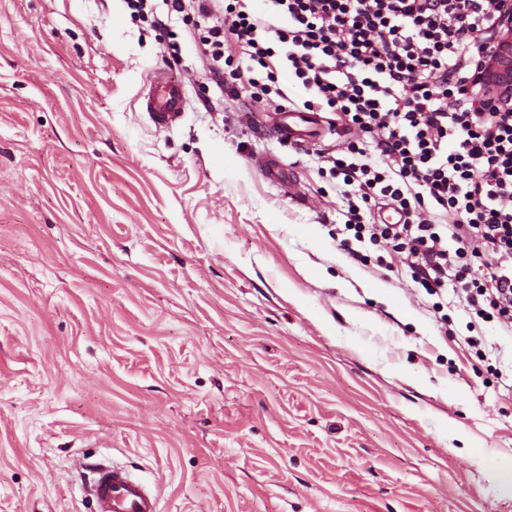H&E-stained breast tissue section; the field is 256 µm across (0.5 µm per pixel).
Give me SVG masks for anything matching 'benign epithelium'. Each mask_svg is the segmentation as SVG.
Wrapping results in <instances>:
<instances>
[{
	"instance_id": "1",
	"label": "benign epithelium",
	"mask_w": 512,
	"mask_h": 512,
	"mask_svg": "<svg viewBox=\"0 0 512 512\" xmlns=\"http://www.w3.org/2000/svg\"><path fill=\"white\" fill-rule=\"evenodd\" d=\"M492 49L474 77L480 98L495 112H512V0H498Z\"/></svg>"
}]
</instances>
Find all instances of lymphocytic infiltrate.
I'll return each mask as SVG.
<instances>
[{
	"mask_svg": "<svg viewBox=\"0 0 512 512\" xmlns=\"http://www.w3.org/2000/svg\"><path fill=\"white\" fill-rule=\"evenodd\" d=\"M204 23L199 51L216 79L253 103L330 109L362 145L322 156L363 202L385 201L400 224L350 206L345 231L391 244L422 288L456 281L474 320L512 338V112H485L470 84L493 39L496 0H164ZM243 65L225 71V54ZM452 223H443V216Z\"/></svg>",
	"mask_w": 512,
	"mask_h": 512,
	"instance_id": "1",
	"label": "lymphocytic infiltrate"
}]
</instances>
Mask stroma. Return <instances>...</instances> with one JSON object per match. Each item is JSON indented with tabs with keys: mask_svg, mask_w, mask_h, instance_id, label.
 I'll list each match as a JSON object with an SVG mask.
<instances>
[{
	"mask_svg": "<svg viewBox=\"0 0 512 512\" xmlns=\"http://www.w3.org/2000/svg\"><path fill=\"white\" fill-rule=\"evenodd\" d=\"M153 5L0 0V512H93L77 456L160 512H512V340L344 241L335 135L283 145ZM146 110L159 129L176 125L186 109V95L183 83L167 72H153L146 84Z\"/></svg>",
	"mask_w": 512,
	"mask_h": 512,
	"instance_id": "obj_1",
	"label": "stroma"
}]
</instances>
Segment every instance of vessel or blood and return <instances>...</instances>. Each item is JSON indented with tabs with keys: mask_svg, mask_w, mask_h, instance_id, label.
Wrapping results in <instances>:
<instances>
[{
	"mask_svg": "<svg viewBox=\"0 0 512 512\" xmlns=\"http://www.w3.org/2000/svg\"><path fill=\"white\" fill-rule=\"evenodd\" d=\"M144 98L146 110L157 128H170L184 115V85L165 71L151 74ZM268 121L290 147L300 148L308 144L309 113L277 112L269 116ZM91 469L94 473L91 486L94 512H159L157 495L128 470L101 463L92 464Z\"/></svg>",
	"mask_w": 512,
	"mask_h": 512,
	"instance_id": "vessel-or-blood-1",
	"label": "vessel or blood"
}]
</instances>
